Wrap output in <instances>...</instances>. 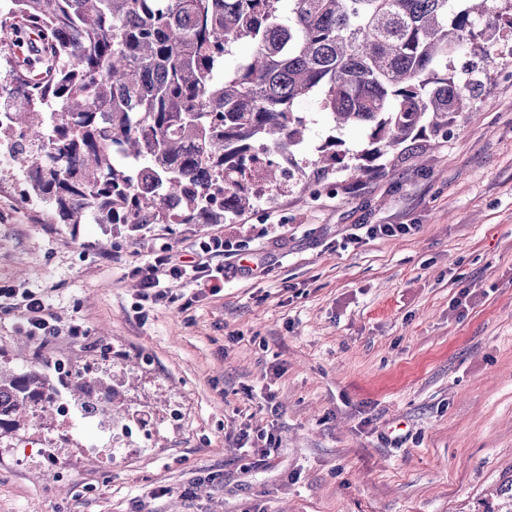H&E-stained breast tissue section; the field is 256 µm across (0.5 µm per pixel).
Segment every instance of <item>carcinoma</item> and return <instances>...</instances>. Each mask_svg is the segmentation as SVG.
Segmentation results:
<instances>
[{"label":"carcinoma","instance_id":"1","mask_svg":"<svg viewBox=\"0 0 512 512\" xmlns=\"http://www.w3.org/2000/svg\"><path fill=\"white\" fill-rule=\"evenodd\" d=\"M0 44L33 34L27 55L0 53V187L17 182L58 224L138 232L154 224H222L251 209L263 184L291 177L265 155L291 157L304 141L299 103L316 99L337 130L370 128L356 169L377 170L387 150L438 130L480 86L448 59L487 54L475 18L489 0H8ZM249 45L232 74L224 58ZM339 138L319 149L329 170ZM180 207L171 213L168 201ZM102 414L122 416L116 378L76 373ZM44 378L0 367L13 399L0 429L29 422Z\"/></svg>","mask_w":512,"mask_h":512}]
</instances>
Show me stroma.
I'll return each mask as SVG.
<instances>
[{
    "label": "stroma",
    "mask_w": 512,
    "mask_h": 512,
    "mask_svg": "<svg viewBox=\"0 0 512 512\" xmlns=\"http://www.w3.org/2000/svg\"><path fill=\"white\" fill-rule=\"evenodd\" d=\"M495 54L454 58L483 86L447 129L352 175L369 130L332 131L317 101L297 173L221 224L136 236L54 223L0 190V286L54 287L89 338L19 342L0 307V364L51 359L133 379L152 419L140 451L107 462L60 439L58 419L0 434V512H500L512 478V27ZM341 139L344 167L317 151ZM371 224L409 233L372 238ZM230 241L224 289L143 303L128 271L163 247ZM111 241L121 264L100 265ZM177 407L179 425L165 415ZM272 434L248 457L241 430ZM64 478L49 481L50 457Z\"/></svg>",
    "instance_id": "stroma-1"
}]
</instances>
